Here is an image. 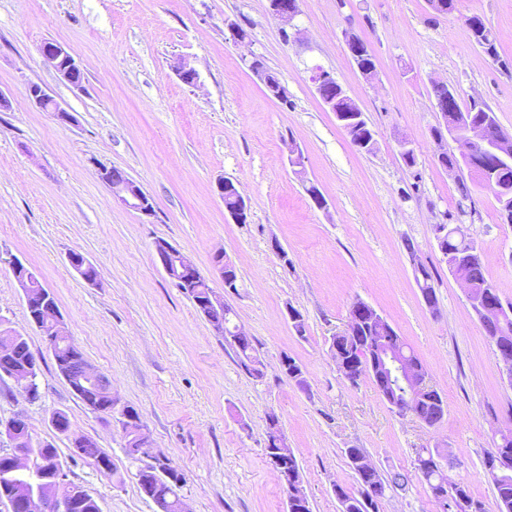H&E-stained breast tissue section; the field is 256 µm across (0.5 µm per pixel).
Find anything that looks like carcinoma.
<instances>
[{"label": "carcinoma", "mask_w": 512, "mask_h": 512, "mask_svg": "<svg viewBox=\"0 0 512 512\" xmlns=\"http://www.w3.org/2000/svg\"><path fill=\"white\" fill-rule=\"evenodd\" d=\"M467 21L476 43L483 52L492 58L497 57L496 38L491 29L486 26L483 18L473 15L467 18ZM470 124L485 125L486 132L492 139L499 137L502 133L495 114H489L485 112V108L473 104L464 109L459 105L456 106V111L448 113L446 125L440 124L432 128V135L440 138L451 127L461 131ZM471 159L473 165L487 168L492 173L497 185L512 191V160H502L478 147L471 150ZM438 246L445 251L447 264L450 265L459 259L463 261L462 266L456 269V273L469 282L476 295L479 296L487 290L496 291L494 285L485 275L481 255L473 240L464 234L458 236L450 231L438 243ZM415 279L421 293L429 299V304L433 307L436 306V290L432 283V276L425 266L420 265L415 268ZM185 295L194 302L196 310L208 321L224 322V331L232 337L235 336L233 331L235 311L231 306H214L209 302L203 288H188ZM485 333L497 347L504 340L512 344V317L498 331L487 329ZM379 336L386 340V345L401 350L410 360L419 362L412 349L391 325L388 324L376 330L364 320L353 327L352 337L338 338L340 355L346 359L352 356H363L366 346L371 342L377 343ZM0 347H9L12 350V355L6 358L0 356V378L16 368L23 367L26 359L34 357L27 338L16 335L14 329L10 327L0 328ZM237 355L241 365L252 377L263 378L262 371L257 368L258 359L254 355L252 337L244 338V343ZM54 358L58 372L73 379L77 377L84 361L81 351L63 340L57 343ZM74 394L94 412L106 415L114 413V401L102 385L89 386L77 383ZM408 412L418 413L424 419L437 423L443 419L445 413L443 397L434 387L428 386L419 393V398L409 407ZM72 448L75 455L91 460L99 471L105 474L112 473V460L97 443L86 440L79 445L72 444ZM28 452L30 453L31 468L37 472H45L52 466L63 465L57 449L39 439H32ZM125 452L130 459L139 461L153 470V474L149 476L148 480H138L140 490L150 493L153 498L163 502L166 512H178V500L182 489L180 483L183 482L182 474L168 462L147 461L151 454L146 448V443L136 438L126 442ZM347 456L356 474L358 490L351 493L341 486L336 487L335 494L341 512H377L378 502L385 497L386 490L391 486L402 487L407 481V477L401 473L384 477L375 469L371 471L360 469L359 460L363 459V451L360 448L347 449ZM505 457L512 460V432L507 436H502L501 442L488 449L484 453L482 461L484 471L491 477L494 486L497 512H512V465L506 469L501 468L502 459ZM3 463L4 460L1 459L0 500L11 498L15 493L21 495L27 492L28 484L23 479L9 474V470L1 468ZM421 475L432 495L435 496L441 492L450 500L461 498L470 504L471 512H487L484 504L471 495L467 483L448 482V477L440 470L438 464L435 463L427 467L421 472Z\"/></svg>", "instance_id": "cac0c4a2"}]
</instances>
